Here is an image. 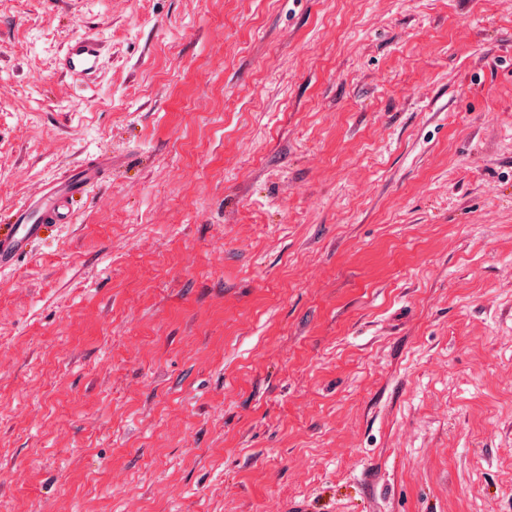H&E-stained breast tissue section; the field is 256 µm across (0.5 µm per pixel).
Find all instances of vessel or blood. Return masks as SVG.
Returning a JSON list of instances; mask_svg holds the SVG:
<instances>
[{
	"mask_svg": "<svg viewBox=\"0 0 512 512\" xmlns=\"http://www.w3.org/2000/svg\"><path fill=\"white\" fill-rule=\"evenodd\" d=\"M98 44L93 35L83 34L70 41L63 58L66 70L88 77L95 70ZM98 169L81 170L79 176L53 184L42 197L22 205L15 214V222L6 231H0V267L15 264L28 241L37 236L43 222L65 223L69 217L67 203L80 193L84 184L96 181Z\"/></svg>",
	"mask_w": 512,
	"mask_h": 512,
	"instance_id": "vessel-or-blood-1",
	"label": "vessel or blood"
}]
</instances>
